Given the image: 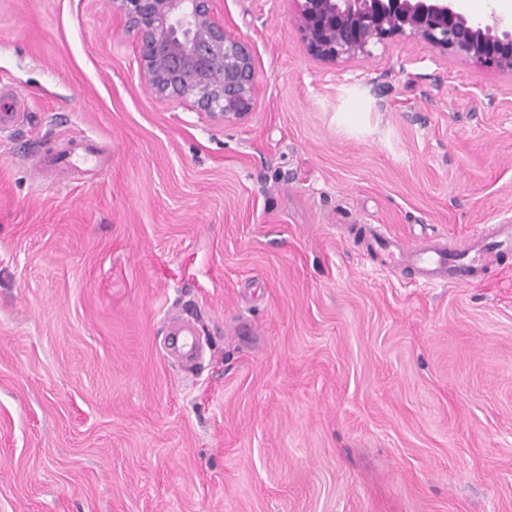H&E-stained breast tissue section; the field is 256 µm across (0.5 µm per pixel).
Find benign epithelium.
Segmentation results:
<instances>
[{"label":"benign epithelium","mask_w":512,"mask_h":512,"mask_svg":"<svg viewBox=\"0 0 512 512\" xmlns=\"http://www.w3.org/2000/svg\"><path fill=\"white\" fill-rule=\"evenodd\" d=\"M216 0H110L137 38L139 69L159 96L191 99L213 120L234 123L255 106L254 48L228 30ZM309 53L335 64L373 49L421 40L442 55L512 76V21L468 17L454 0H292Z\"/></svg>","instance_id":"7a95c632"}]
</instances>
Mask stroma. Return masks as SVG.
I'll return each mask as SVG.
<instances>
[{
	"instance_id": "1",
	"label": "stroma",
	"mask_w": 512,
	"mask_h": 512,
	"mask_svg": "<svg viewBox=\"0 0 512 512\" xmlns=\"http://www.w3.org/2000/svg\"><path fill=\"white\" fill-rule=\"evenodd\" d=\"M216 10L256 54L226 125L156 97L108 0H0V512H512V251L424 288L357 237L512 211V76Z\"/></svg>"
}]
</instances>
